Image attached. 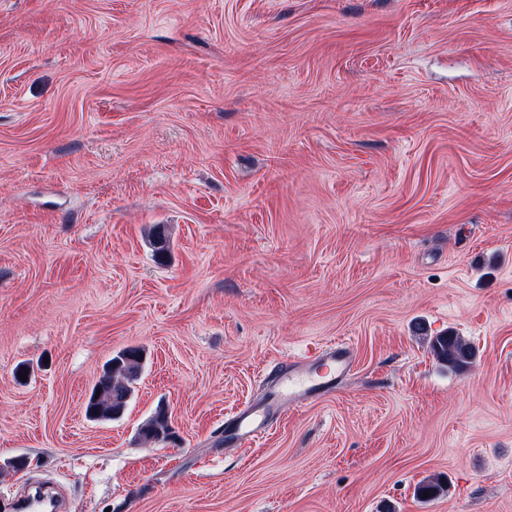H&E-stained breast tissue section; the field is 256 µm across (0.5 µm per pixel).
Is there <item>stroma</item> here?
Returning <instances> with one entry per match:
<instances>
[{
    "instance_id": "1",
    "label": "stroma",
    "mask_w": 512,
    "mask_h": 512,
    "mask_svg": "<svg viewBox=\"0 0 512 512\" xmlns=\"http://www.w3.org/2000/svg\"><path fill=\"white\" fill-rule=\"evenodd\" d=\"M336 339L332 393L226 444ZM29 477L70 512H512V0H0V501ZM428 345L430 352L439 363L455 370L469 366L475 354L469 342L450 332L431 337ZM144 367V352L130 347L113 356L103 367L86 402V416L94 421H109L121 416ZM100 392L98 398H95ZM168 431L169 422L167 414L163 409L159 408L142 424L139 433L145 440L159 441L167 437Z\"/></svg>"
}]
</instances>
